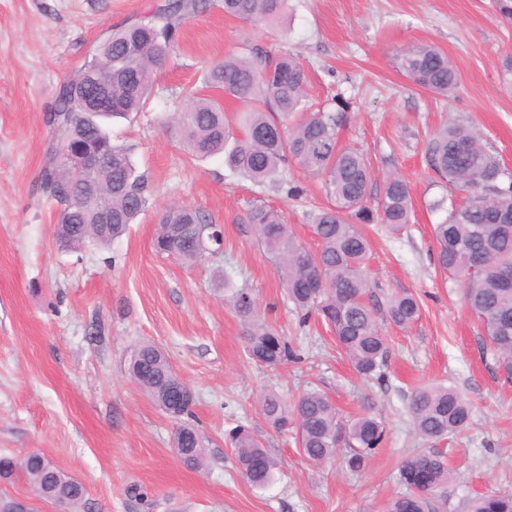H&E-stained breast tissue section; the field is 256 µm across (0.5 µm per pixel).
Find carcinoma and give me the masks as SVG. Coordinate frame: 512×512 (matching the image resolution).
Masks as SVG:
<instances>
[{
	"mask_svg": "<svg viewBox=\"0 0 512 512\" xmlns=\"http://www.w3.org/2000/svg\"><path fill=\"white\" fill-rule=\"evenodd\" d=\"M222 6L225 14L262 24L275 33L285 21L288 0H222ZM203 7V0H164L145 19L112 30L97 45V59L83 64L60 86L47 118L53 147L41 169L40 186L60 207L62 227L56 237L62 246H109L149 207L153 190L145 175L137 172L133 148L113 144L106 123L142 110L155 73L167 62L177 29ZM396 64L413 84L434 93L446 96L458 87L452 62L434 46L404 50ZM206 84L238 102L242 110L232 123L224 101L197 99L175 117L181 144L199 159L222 154L236 173L291 198L302 196L303 188L287 176L290 162L321 180L330 204L310 214L317 251L302 243L277 211L264 205L250 207L243 222L253 226L288 299L325 322L339 354L359 375L380 374L387 349L376 311L366 302L372 288L365 275L369 243L360 225L385 224L401 230L411 223L407 181L394 171L377 175L363 152L339 144V131L348 119L345 101L337 99L333 105L308 111V75L291 53L260 61L226 56L210 69ZM103 96L112 97V111H96ZM93 136L112 152V163L101 165L95 173L99 186L112 188V193L88 204L80 181L58 163L56 151L65 141L76 149ZM428 155L440 179L466 193L465 200L433 226L437 264L461 285L464 304L482 322L497 367L512 383V283L503 281L504 270L512 269V174L501 166L478 130L466 124L442 128L429 143ZM379 178L382 191L374 198L372 186ZM100 209L112 212L111 225L98 223ZM214 235H220V228L207 215L176 206L159 224L154 247L193 264L216 254L211 245ZM233 306L247 326L249 359L270 368L298 359L288 338L265 321L247 292L237 291ZM419 314V303L408 292L388 300L387 316L400 327L414 323ZM129 374L141 393L162 410L169 397L186 386L152 342L134 350ZM262 408L274 428L284 431L291 424L297 426L303 455L315 465L335 459L343 447L344 465L360 471L385 441V424L369 403L346 422L329 396L316 389L303 392L291 411L274 393L264 397ZM409 413L424 439L439 441L463 430L471 409L455 388L438 383L412 393ZM181 433L174 446L176 454L185 456L191 468H204L207 437L185 421ZM230 443L247 482L258 489L269 486L277 463L249 428L239 424L230 430ZM29 459L32 465L15 467V457L0 456V478L8 483L21 475L40 499L75 512L84 500V485L57 466L39 468L35 453ZM451 478L452 470L439 452L423 450L406 457L400 480L409 492L392 502L390 512H427L429 497L443 491ZM469 512H512V492L474 497Z\"/></svg>",
	"mask_w": 512,
	"mask_h": 512,
	"instance_id": "carcinoma-1",
	"label": "carcinoma"
}]
</instances>
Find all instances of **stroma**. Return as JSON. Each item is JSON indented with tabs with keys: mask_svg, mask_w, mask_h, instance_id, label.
I'll use <instances>...</instances> for the list:
<instances>
[{
	"mask_svg": "<svg viewBox=\"0 0 512 512\" xmlns=\"http://www.w3.org/2000/svg\"><path fill=\"white\" fill-rule=\"evenodd\" d=\"M160 2L0 0V454L52 458L84 484L79 512H388L404 491L402 460L428 446L408 412L411 393L443 383L470 403L471 416L437 445L453 477L429 512H468L473 496L512 490V383L459 285L435 263L432 228L447 212L430 204L462 195L439 179L427 154L445 125L470 124L512 172V93L499 82L512 23L497 0H288V27L276 36L207 0L177 31L143 112L112 125L115 143L134 145L154 205L109 248L63 249L54 233L59 209L38 181L50 144L45 116L59 85L112 28ZM418 44L452 61L454 96L415 86L398 70L396 53ZM285 51L306 68L312 105L348 101L341 143L360 146L376 169L398 171L410 186L406 229L365 228L369 302L387 346L380 379L358 375L318 317L302 316L241 221L252 205H267L316 247L307 214L327 202L319 179L293 169L306 193L288 198L243 179L223 155L191 159L171 123L206 94L204 77L224 56ZM175 204L223 225L222 255L188 264L154 250L161 217ZM228 277L288 336L297 360L269 368L249 359L246 327L224 290ZM404 290L421 313L402 328L386 308ZM145 341L164 350L196 394L193 422L209 438L206 470L180 462L175 420L130 379V356ZM310 388L346 417L373 400L387 435L362 471L310 464L295 431L264 419L263 394L290 407ZM240 422L278 463L266 488L251 487L237 470L227 432Z\"/></svg>",
	"mask_w": 512,
	"mask_h": 512,
	"instance_id": "stroma-1",
	"label": "stroma"
}]
</instances>
